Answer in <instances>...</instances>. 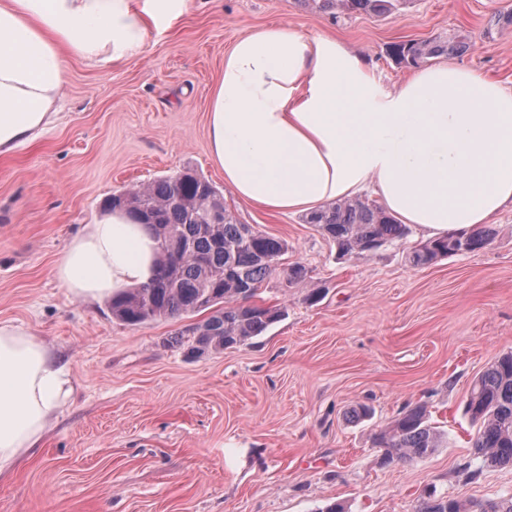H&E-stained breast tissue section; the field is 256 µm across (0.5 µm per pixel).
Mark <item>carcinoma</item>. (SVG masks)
Segmentation results:
<instances>
[{
    "instance_id": "carcinoma-1",
    "label": "carcinoma",
    "mask_w": 512,
    "mask_h": 512,
    "mask_svg": "<svg viewBox=\"0 0 512 512\" xmlns=\"http://www.w3.org/2000/svg\"><path fill=\"white\" fill-rule=\"evenodd\" d=\"M305 7L332 15H389L405 0H301ZM470 43L461 36L439 41H410L394 47L399 62L416 67L428 59L461 53ZM119 206L139 223L148 224L160 241L161 257L150 282L110 301L112 315L132 326L205 310V320L189 325L168 344L193 356L219 353L241 345L280 317V312L245 301L254 297L275 270L273 262L288 252V242L258 230L247 232L227 211L224 196L192 168L113 195L108 208ZM224 212V223L209 217ZM334 243L341 255L362 256L371 244L383 246L404 239L408 227L365 199L336 200L305 216ZM493 231L481 225L458 237L434 241L440 251H413L416 266L452 253L453 242L468 252L483 249ZM466 412L477 425L474 454L490 467L512 465V353L496 359L473 382ZM383 460L411 461L448 444L444 433L428 421L425 407L415 406L373 437ZM415 512H468L458 499L429 491Z\"/></svg>"
}]
</instances>
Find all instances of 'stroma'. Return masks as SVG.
Listing matches in <instances>:
<instances>
[{
  "instance_id": "1",
  "label": "stroma",
  "mask_w": 512,
  "mask_h": 512,
  "mask_svg": "<svg viewBox=\"0 0 512 512\" xmlns=\"http://www.w3.org/2000/svg\"><path fill=\"white\" fill-rule=\"evenodd\" d=\"M512 0H406L395 14L340 17L300 0H188L141 56L68 63L60 120L0 156V320L33 329L67 371L68 404L16 471L0 477V512H415L429 488L475 505L512 494V466L474 454L470 386L512 352V207L486 248L413 265L426 241L362 257L303 215L237 199L209 153L207 112L224 53L253 28L328 35L366 59L385 90L410 67L392 47L465 36L456 64L512 91V32L494 20ZM190 167L222 189L240 223L286 239L254 304L282 318L245 344L200 358L166 340L203 313L129 326L108 302L70 297L53 266L112 193ZM300 264L308 278L289 282ZM368 405L363 420L353 407ZM426 406L447 447L381 462L375 431Z\"/></svg>"
}]
</instances>
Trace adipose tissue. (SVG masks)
<instances>
[{
    "mask_svg": "<svg viewBox=\"0 0 512 512\" xmlns=\"http://www.w3.org/2000/svg\"><path fill=\"white\" fill-rule=\"evenodd\" d=\"M187 0H0V156L58 118L67 62L140 56ZM210 153L240 200L276 214L375 193L433 238L490 223L512 206V92L445 62L384 90L330 36L259 27L224 54L208 111ZM159 243L121 210L84 225L53 275L103 301L148 282ZM71 389L43 340L0 321V474L42 439Z\"/></svg>",
    "mask_w": 512,
    "mask_h": 512,
    "instance_id": "adipose-tissue-1",
    "label": "adipose tissue"
}]
</instances>
